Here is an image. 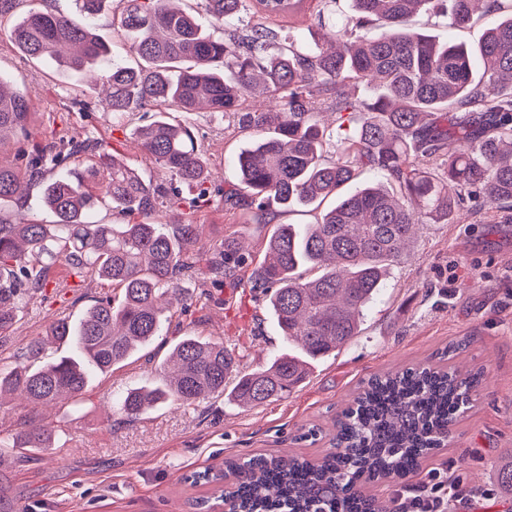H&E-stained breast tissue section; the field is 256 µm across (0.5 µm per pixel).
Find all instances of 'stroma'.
Returning a JSON list of instances; mask_svg holds the SVG:
<instances>
[{
  "label": "stroma",
  "mask_w": 512,
  "mask_h": 512,
  "mask_svg": "<svg viewBox=\"0 0 512 512\" xmlns=\"http://www.w3.org/2000/svg\"><path fill=\"white\" fill-rule=\"evenodd\" d=\"M33 6L69 14L74 0H18L0 13V76L24 91L32 105L28 135L1 144L0 159L21 167L35 148L61 139H101L145 179L159 182L132 135L154 113L114 123L94 88L78 86L56 65L16 50L9 31ZM169 117L192 128L217 185L234 181L233 159L250 136L204 110H173ZM188 221L201 228L195 250L203 259L225 242L247 239L235 289L196 281L186 304L172 310L167 335L112 374L94 377L79 404L51 409L1 402L0 437L47 423L54 445L38 454L16 448L0 461V512H195L192 502L206 489L193 485L194 473L220 468L229 456H321L330 448L334 420L361 381L418 363L478 370L482 384L447 447L433 451L410 484H431L436 472L445 484L446 512H512V498L492 488L493 462L512 450V223L495 224L481 213L460 223L424 225L392 267L360 335L316 363L288 397L248 411L220 398L192 409L163 405L128 422L115 407L118 396L156 382L157 368L179 337H221L242 354L246 369L285 348L264 295L247 286L273 224L250 223L242 208L221 202L195 211ZM112 293L111 283L91 277L50 298L30 297L0 345V362L13 364L51 319H76L91 299ZM314 426L322 430L318 440H302Z\"/></svg>",
  "instance_id": "35a3bbf8"
}]
</instances>
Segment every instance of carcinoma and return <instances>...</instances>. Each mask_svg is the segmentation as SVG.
<instances>
[{
    "instance_id": "cac0c4a2",
    "label": "carcinoma",
    "mask_w": 512,
    "mask_h": 512,
    "mask_svg": "<svg viewBox=\"0 0 512 512\" xmlns=\"http://www.w3.org/2000/svg\"><path fill=\"white\" fill-rule=\"evenodd\" d=\"M170 2L75 0L71 14L31 10L11 30L23 54L102 81L112 119L159 113L135 139L169 187L146 182L98 140L53 143L22 170L0 161V335L28 295L60 287L47 277L53 267L121 288L120 300L98 297L76 321L53 320L14 366L0 368V401L11 395L44 406L82 395L93 377L163 335L184 280L209 273L222 282L245 261L232 242L201 269L189 254L196 225L152 220L161 199L190 210L215 201L205 153L190 128L164 117L172 108L204 106L233 119L240 132L259 133L238 155V183L225 186L222 202L244 203L256 224L297 207L314 221L276 225L249 279L267 296L288 348L246 372L222 339L183 336L154 385L118 398L128 422L168 402L190 406L224 395L247 408L289 395L314 363L359 334L364 312L420 225L457 222L463 210L512 223V0H353V14L340 22L323 11L316 16L335 40L332 51L318 43L304 51L293 32L274 34L263 23L227 27L248 15H296L306 0H197L204 23ZM110 7L135 66L116 61L95 32ZM417 13L451 29L477 13L489 24L471 49L407 27ZM375 25L381 33L372 37ZM260 95L274 108L244 107ZM30 117V100L0 75V142L27 132ZM87 151L99 165H81ZM368 171L375 181L340 194ZM38 179L45 180L42 205L55 216L52 224L24 218ZM182 186L192 194L183 196ZM104 200L138 221L94 220ZM49 344L64 354L44 360ZM479 381L477 373L424 365L375 375L334 423L324 456L227 458L224 470L235 476L227 496L237 512H382L362 483L414 474L452 433ZM52 437L51 426L31 424L0 438V448L40 451ZM495 485L512 494V453L497 460Z\"/></svg>"
}]
</instances>
